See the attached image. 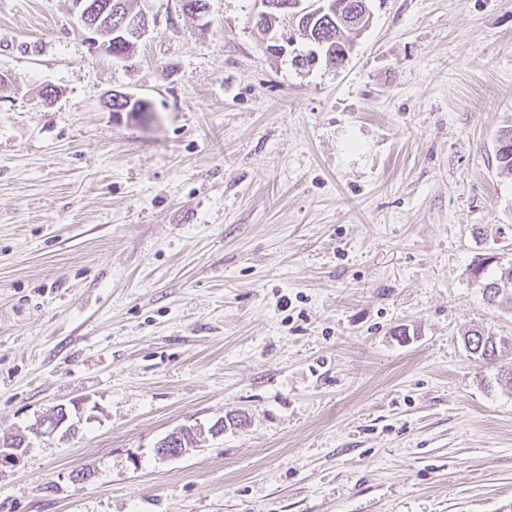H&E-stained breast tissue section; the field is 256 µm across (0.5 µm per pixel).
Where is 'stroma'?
Listing matches in <instances>:
<instances>
[{
  "label": "stroma",
  "mask_w": 512,
  "mask_h": 512,
  "mask_svg": "<svg viewBox=\"0 0 512 512\" xmlns=\"http://www.w3.org/2000/svg\"><path fill=\"white\" fill-rule=\"evenodd\" d=\"M131 4L115 58L0 0V512H512V304L472 275L512 263V0H371L308 69L255 0ZM498 148L496 151V160L498 162L499 167L503 171H507L508 173H512V125L510 124L504 125L502 129L499 131L498 135ZM508 142V148L503 149L504 142ZM464 344L467 350L476 360L491 362L495 360L498 353V344L494 336L485 335L480 331H472L468 336H464ZM85 404V399H77L72 400L69 405L67 404H59L53 407L50 412L46 415V417L40 422V429L48 424V432L56 433L62 431V437L70 434L72 430V425L69 423L71 407H73L74 411L80 412L83 409V405ZM205 435V429L201 427H183L168 435L156 448L158 455L163 457H177L181 455V447L186 445H199Z\"/></svg>",
  "instance_id": "35a3bbf8"
}]
</instances>
